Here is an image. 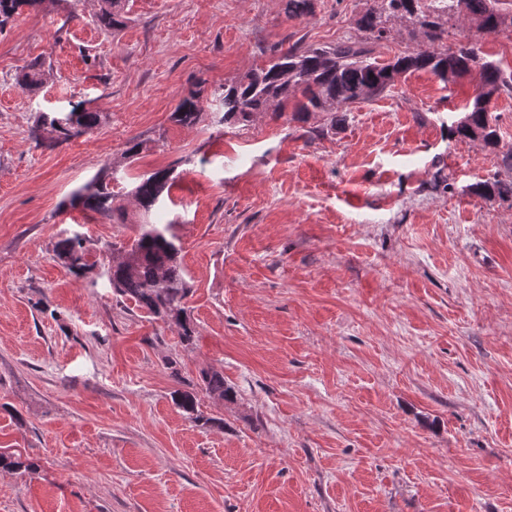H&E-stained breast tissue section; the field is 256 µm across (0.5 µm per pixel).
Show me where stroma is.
Here are the masks:
<instances>
[{
	"label": "stroma",
	"mask_w": 512,
	"mask_h": 512,
	"mask_svg": "<svg viewBox=\"0 0 512 512\" xmlns=\"http://www.w3.org/2000/svg\"><path fill=\"white\" fill-rule=\"evenodd\" d=\"M284 5L129 0L113 32L98 0H44L0 28V451L38 465L0 470V512H512V204L471 191L512 178V96L490 103L494 149L448 133L475 72L403 75L314 139L268 114L173 123L193 85L208 98L273 50L360 38L369 3ZM40 57L46 82L22 89ZM77 102L100 124L36 145L38 115ZM105 166L123 184L176 169L158 221L190 346L103 273L136 234L131 200L124 224L67 205ZM73 235L98 273L57 261ZM206 368L236 392L198 396L220 428L172 401Z\"/></svg>",
	"instance_id": "obj_1"
}]
</instances>
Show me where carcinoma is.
<instances>
[{"instance_id": "carcinoma-1", "label": "carcinoma", "mask_w": 512, "mask_h": 512, "mask_svg": "<svg viewBox=\"0 0 512 512\" xmlns=\"http://www.w3.org/2000/svg\"><path fill=\"white\" fill-rule=\"evenodd\" d=\"M43 0H0V26L25 10L37 9ZM94 15L96 24L105 29H118L128 21L125 0H100ZM313 0H286L285 12L290 18L312 13ZM468 21L475 33L497 34L512 28V11L502 0H374L355 20L364 33L360 43L341 41L334 45L303 48L294 43L277 51L265 64L247 72L236 81L224 85L215 96L214 123L249 129L255 118L292 106L290 120L308 122L316 112L327 116V127L312 128L310 134L322 135L334 130L344 118L337 113L350 105L377 98L408 73L426 71L448 86L476 70L481 78V91L466 111V122L450 127V137L457 140H480L485 146L498 145L496 126L487 124L486 111L491 100L502 94L512 95V74L505 73L493 60L485 57L478 40L465 35L454 45L440 49L438 43L449 36L457 25ZM398 24V33L410 41H418L412 49L380 63L371 56L368 44L382 41L390 33V25ZM44 64L34 61L19 75L23 88L35 90L45 79ZM204 113L200 92L189 91L178 102L171 120L183 127L197 125ZM101 114L77 103L67 112L44 113L38 127L54 133L52 145L68 142L96 127ZM114 177L101 170L90 183L74 192L69 205L90 212L103 221L126 219L127 212L115 205L117 194L111 186ZM173 170L159 169L144 174L131 191V197L147 216L161 207L160 198L172 186ZM472 191L487 199L512 203V179L494 178L477 184ZM56 257L70 272L80 275L92 272L96 263L87 259L83 239L77 235L61 239ZM107 280L113 292L134 304L150 318L177 331L180 343L189 346L195 328L186 307L191 286L179 262V248L168 224L144 222L124 256L108 267ZM199 386L218 400L234 401L235 392L224 384V374L213 368L199 373ZM176 405L195 421L204 425L224 424V420L198 414L195 390H176ZM0 467L22 476L36 473L38 465L19 454L0 453Z\"/></svg>"}]
</instances>
